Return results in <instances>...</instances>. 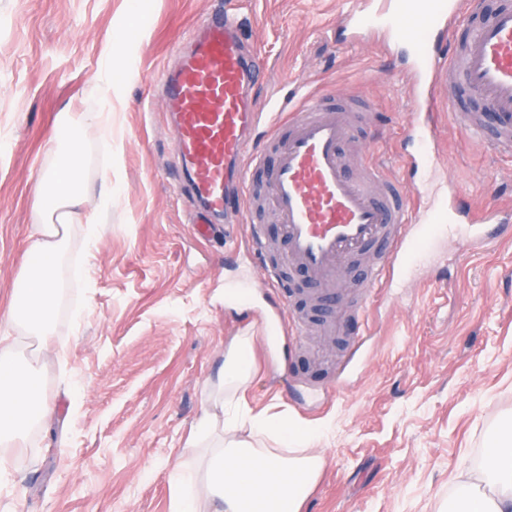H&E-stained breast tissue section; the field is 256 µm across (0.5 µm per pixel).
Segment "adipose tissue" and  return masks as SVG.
<instances>
[{"label":"adipose tissue","instance_id":"obj_1","mask_svg":"<svg viewBox=\"0 0 512 512\" xmlns=\"http://www.w3.org/2000/svg\"><path fill=\"white\" fill-rule=\"evenodd\" d=\"M85 131L79 119L65 115L51 168L36 182L42 219L34 225L26 271L0 314V445L22 442L48 413L39 376L16 357L17 329L49 335L60 288L59 270L68 241L72 208L85 191L79 158ZM254 369L253 338L234 337L224 366L207 385V411L190 438L200 455V471L174 469L172 512H302L323 467L308 453L309 431L292 425L274 428L252 413L246 394ZM487 490L476 493L460 484L447 512H512V439H498L481 475Z\"/></svg>","mask_w":512,"mask_h":512}]
</instances>
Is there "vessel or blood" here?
Returning a JSON list of instances; mask_svg holds the SVG:
<instances>
[{
	"label": "vessel or blood",
	"mask_w": 512,
	"mask_h": 512,
	"mask_svg": "<svg viewBox=\"0 0 512 512\" xmlns=\"http://www.w3.org/2000/svg\"><path fill=\"white\" fill-rule=\"evenodd\" d=\"M480 8L479 0H357L345 18L351 40L375 33L410 48L409 93L418 111L406 135L416 150L404 155L405 165L429 167L446 117L499 156L512 157V7L483 21ZM461 30L466 37L460 42ZM263 76L260 57L244 48L240 18L224 8L202 19L177 65L163 75L180 161L202 206L193 222L201 232L207 216L235 212L249 222L252 251L263 253V230L249 220L252 179L260 171L285 243L279 263L261 270L274 293L285 286L283 271L297 268L312 285L310 301H330L350 262L371 255L352 310L361 328L349 338L337 371L341 389L362 363L369 342L363 323L428 245L458 233L467 245L492 248L512 235V207L491 203L473 210L452 185L431 204L391 180L371 153L362 176H350L342 148L352 139L362 101L309 91L262 114L252 107L251 91ZM440 86L448 90L442 100L435 96Z\"/></svg>",
	"instance_id": "1"
}]
</instances>
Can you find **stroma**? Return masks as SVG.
I'll return each instance as SVG.
<instances>
[{
  "label": "stroma",
  "instance_id": "stroma-1",
  "mask_svg": "<svg viewBox=\"0 0 512 512\" xmlns=\"http://www.w3.org/2000/svg\"><path fill=\"white\" fill-rule=\"evenodd\" d=\"M221 0H0V312L25 268L38 214L33 187L49 164L67 112L112 109V139L88 130L86 191L75 208L61 276L69 299L47 343L20 335L51 408L24 446L0 448V512H170L169 475L195 466L188 446L204 389L234 336L254 337L250 407L317 431L325 465L302 512H439L459 483L477 482L490 444L512 430V238L458 263L456 237L394 284L368 321L363 373L333 388L352 330L361 271L347 272L329 308L302 304L306 277L292 270L288 304L301 338L253 321L233 301L240 283L266 305L244 249L223 228L199 237L194 201L175 154L159 85L199 22ZM352 0H239L245 36L263 58L256 111L287 97L295 80L338 98L371 102L345 151L360 174L361 142L376 143L388 175L440 193L458 184L473 209L512 206V159L495 157L442 122L433 172L394 164L416 111L405 49L377 39L348 44L340 19ZM118 91L103 101V85ZM112 206L97 236L103 177ZM100 211V210H99Z\"/></svg>",
  "mask_w": 512,
  "mask_h": 512
}]
</instances>
